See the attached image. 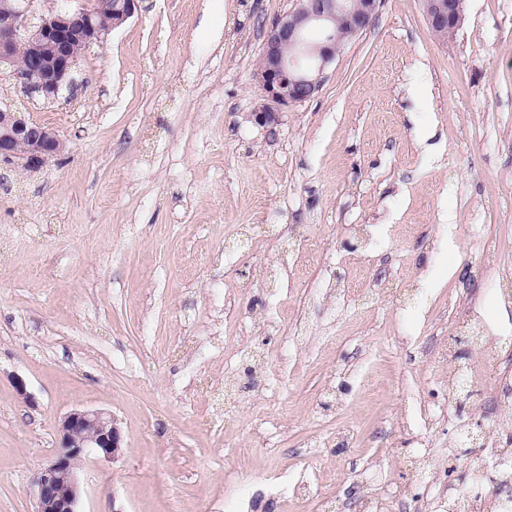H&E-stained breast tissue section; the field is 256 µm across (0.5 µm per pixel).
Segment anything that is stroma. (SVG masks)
<instances>
[{"label": "stroma", "instance_id": "stroma-1", "mask_svg": "<svg viewBox=\"0 0 512 512\" xmlns=\"http://www.w3.org/2000/svg\"><path fill=\"white\" fill-rule=\"evenodd\" d=\"M295 4L141 0L52 103L0 74L1 106L66 139L39 171L0 164V512H35L74 409L124 433L81 461L79 512L473 492L458 425L508 410L474 391L444 417L436 376L483 334L512 348V0H464L445 42L423 0H381L272 135L254 71Z\"/></svg>", "mask_w": 512, "mask_h": 512}]
</instances>
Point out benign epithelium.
<instances>
[{
  "label": "benign epithelium",
  "instance_id": "obj_1",
  "mask_svg": "<svg viewBox=\"0 0 512 512\" xmlns=\"http://www.w3.org/2000/svg\"><path fill=\"white\" fill-rule=\"evenodd\" d=\"M139 0H93L89 5L52 8L35 20L20 0H0V69L9 68L25 95L45 101L72 83L78 49L106 41L134 16ZM380 0H298L268 27L255 78L265 103L255 121L276 132L283 108L302 103L318 91L325 68L340 50L336 21L351 36L374 20ZM431 30L442 41L457 30L463 0H424ZM65 141L56 128L0 107V163L35 172L60 156ZM62 451L35 477V512H77L80 486L76 466L88 453L115 460L124 435L115 417L74 409L59 422Z\"/></svg>",
  "mask_w": 512,
  "mask_h": 512
}]
</instances>
